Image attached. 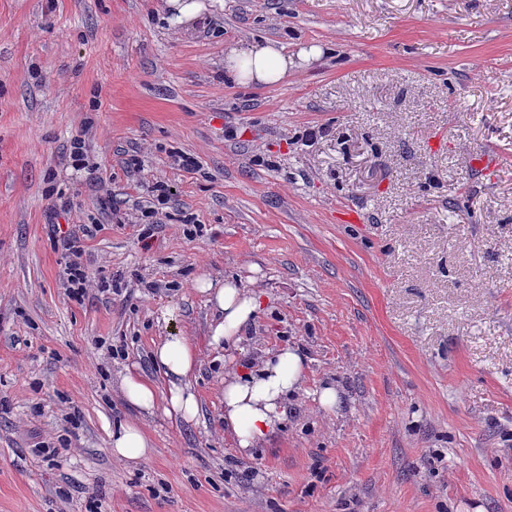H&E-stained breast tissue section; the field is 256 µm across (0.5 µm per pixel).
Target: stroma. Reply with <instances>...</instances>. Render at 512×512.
Here are the masks:
<instances>
[{
  "label": "stroma",
  "instance_id": "obj_1",
  "mask_svg": "<svg viewBox=\"0 0 512 512\" xmlns=\"http://www.w3.org/2000/svg\"><path fill=\"white\" fill-rule=\"evenodd\" d=\"M209 2L175 30L166 0H0V512H512V0ZM262 38L323 54L226 83ZM56 188L96 228L80 303ZM202 276L259 293L242 352L210 345ZM164 336L199 349L196 422L123 400ZM288 344L284 427L240 452L224 375ZM110 436L112 455L127 462L143 459L150 448L144 429L134 421L120 425Z\"/></svg>",
  "mask_w": 512,
  "mask_h": 512
}]
</instances>
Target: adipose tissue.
Masks as SVG:
<instances>
[{
  "mask_svg": "<svg viewBox=\"0 0 512 512\" xmlns=\"http://www.w3.org/2000/svg\"><path fill=\"white\" fill-rule=\"evenodd\" d=\"M292 60L287 48L269 40L246 49L229 48L224 58V77L228 82L250 85H275L288 75ZM198 289L206 294L217 318L210 327L211 345L237 346L240 335L259 308L258 298L248 283L240 280L218 282L203 277ZM152 360L166 380L165 385L127 370L120 386L124 399L140 411L149 413L157 400H164L170 417L190 423L200 413V404L190 377L198 364L195 344L183 336H170L156 345ZM306 358L294 346H284L258 366L247 367L224 379V426L241 451L260 445L280 428L286 413L285 402L303 375ZM150 446L144 429L127 422L111 434L112 453L127 462L143 459Z\"/></svg>",
  "mask_w": 512,
  "mask_h": 512,
  "instance_id": "adipose-tissue-1",
  "label": "adipose tissue"
}]
</instances>
